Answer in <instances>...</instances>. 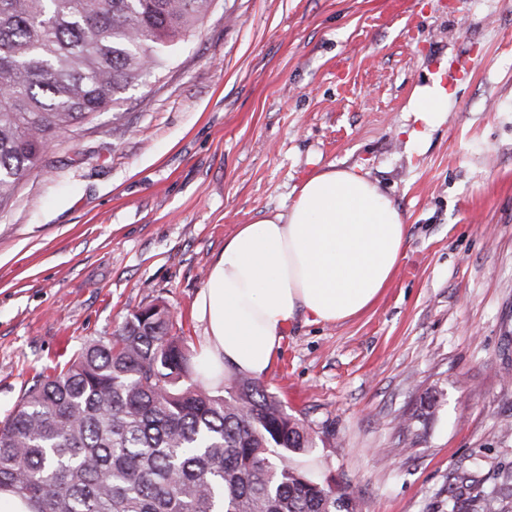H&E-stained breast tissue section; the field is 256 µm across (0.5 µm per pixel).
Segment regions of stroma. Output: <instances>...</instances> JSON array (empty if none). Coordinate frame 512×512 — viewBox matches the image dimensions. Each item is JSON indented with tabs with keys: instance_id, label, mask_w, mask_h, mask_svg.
I'll return each mask as SVG.
<instances>
[{
	"instance_id": "35a3bbf8",
	"label": "stroma",
	"mask_w": 512,
	"mask_h": 512,
	"mask_svg": "<svg viewBox=\"0 0 512 512\" xmlns=\"http://www.w3.org/2000/svg\"><path fill=\"white\" fill-rule=\"evenodd\" d=\"M437 78L448 117L410 142ZM331 164L390 194L408 233L373 308L292 323L261 379L312 428L306 462L358 512H451L458 475L512 472V0H213L0 207V417L149 304L199 350L225 241Z\"/></svg>"
}]
</instances>
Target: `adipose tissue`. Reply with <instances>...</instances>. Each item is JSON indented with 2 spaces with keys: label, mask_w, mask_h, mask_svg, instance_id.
Listing matches in <instances>:
<instances>
[{
  "label": "adipose tissue",
  "mask_w": 512,
  "mask_h": 512,
  "mask_svg": "<svg viewBox=\"0 0 512 512\" xmlns=\"http://www.w3.org/2000/svg\"><path fill=\"white\" fill-rule=\"evenodd\" d=\"M448 103L440 80L418 88L412 109L423 130L445 120ZM406 237L393 197L333 166L307 177L287 212L240 225L195 302L210 386L266 375L296 320L335 324L368 309L392 282Z\"/></svg>",
  "instance_id": "adipose-tissue-1"
}]
</instances>
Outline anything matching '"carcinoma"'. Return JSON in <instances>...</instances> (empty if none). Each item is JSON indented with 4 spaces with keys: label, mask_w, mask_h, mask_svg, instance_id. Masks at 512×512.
Instances as JSON below:
<instances>
[{
    "label": "carcinoma",
    "mask_w": 512,
    "mask_h": 512,
    "mask_svg": "<svg viewBox=\"0 0 512 512\" xmlns=\"http://www.w3.org/2000/svg\"><path fill=\"white\" fill-rule=\"evenodd\" d=\"M213 0H0V206L46 149L166 65ZM312 429L252 379L214 391L163 304L38 375L0 420V489L35 512H357L288 464ZM466 512H503L496 490Z\"/></svg>",
    "instance_id": "1"
}]
</instances>
